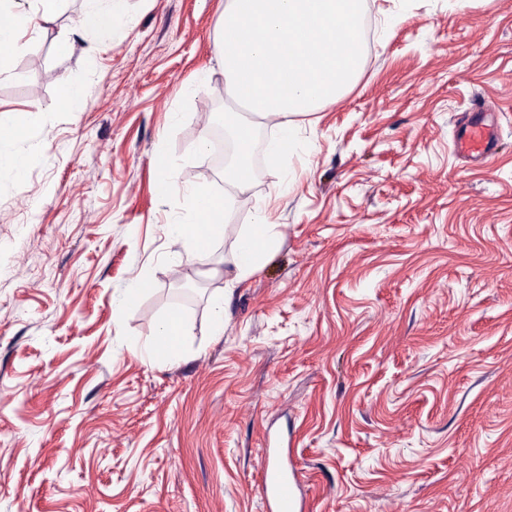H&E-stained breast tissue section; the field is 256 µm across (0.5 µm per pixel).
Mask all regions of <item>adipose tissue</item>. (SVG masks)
<instances>
[{"label":"adipose tissue","instance_id":"1","mask_svg":"<svg viewBox=\"0 0 512 512\" xmlns=\"http://www.w3.org/2000/svg\"><path fill=\"white\" fill-rule=\"evenodd\" d=\"M61 0H0V17L7 21V42L0 47V81L10 78L9 59L22 52L28 33H36L52 23ZM234 154L224 169V180L238 190H247L251 183L252 134L249 127L238 125L233 129ZM196 224H171L167 231L170 238L181 243L182 250L173 259L175 267H192L205 264L210 257V243L224 237V206H217L209 198L196 199ZM275 226L267 211H257L252 223L244 225L237 234L235 250L230 264L234 275L224 283V292L210 301L209 328L212 336L224 334L225 296L232 293L264 263L267 255L276 247ZM190 332L189 321L174 312L159 321L151 347L153 356L170 361L179 356V341Z\"/></svg>","mask_w":512,"mask_h":512}]
</instances>
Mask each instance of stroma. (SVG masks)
I'll return each instance as SVG.
<instances>
[{
	"mask_svg": "<svg viewBox=\"0 0 512 512\" xmlns=\"http://www.w3.org/2000/svg\"><path fill=\"white\" fill-rule=\"evenodd\" d=\"M225 2L116 0L84 29L63 0L0 82L23 149L0 174V512H266V435L306 512H512V0H368L359 76L297 116L281 198L250 114L247 191L198 151L227 103ZM478 101L498 123L483 164L454 150ZM193 190L232 200L211 276L172 266ZM268 201L279 246L210 336ZM174 311L181 356L150 359Z\"/></svg>",
	"mask_w": 512,
	"mask_h": 512,
	"instance_id": "stroma-1",
	"label": "stroma"
}]
</instances>
